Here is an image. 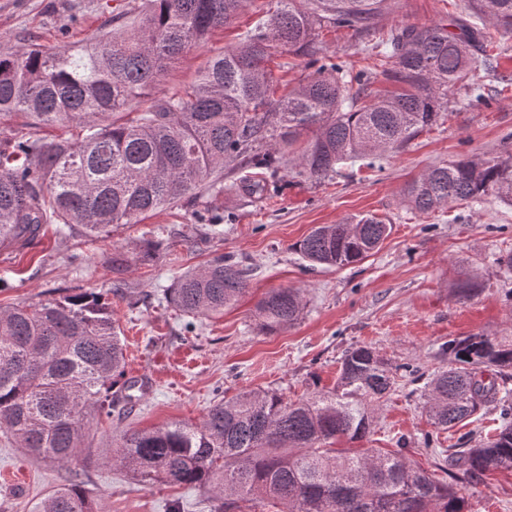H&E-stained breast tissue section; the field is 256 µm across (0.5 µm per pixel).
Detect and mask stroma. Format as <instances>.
Returning a JSON list of instances; mask_svg holds the SVG:
<instances>
[{
    "mask_svg": "<svg viewBox=\"0 0 512 512\" xmlns=\"http://www.w3.org/2000/svg\"><path fill=\"white\" fill-rule=\"evenodd\" d=\"M140 0H0V49L21 38L44 47L77 46L115 29L114 8ZM268 0H252L206 44L185 49L152 91L159 98L190 83L210 52L234 45L257 21ZM468 0H390L374 20L373 36L400 24H452L466 16ZM330 55L353 69L369 66L365 37L346 28L323 31ZM498 73L478 71L489 101L459 104L430 129L386 153L381 168H349L346 176L314 183L287 176L267 199L253 201L240 187L246 169L224 171V192L199 193L138 224L114 227L106 238L60 235L43 225L28 245L0 251V309L37 303L81 290L102 294L125 345L127 378L148 389L129 418L95 419L84 448L60 466L31 457L0 438V512H29L49 492L79 476L99 512H210L187 486L141 484L104 463L129 430L175 421L200 422L214 401L241 391L269 389L296 399L335 386L343 351L368 344L393 365L432 373L451 361L441 347L460 336L512 341V205L495 198L473 206L448 204L427 215L403 202L406 185L431 166L477 155L512 151V33H496ZM224 218L221 233L208 218ZM372 214L390 224L379 251L343 268L312 267L293 246L316 226ZM125 254L129 267L116 274L106 258ZM232 257L249 271V290L224 312L189 317L167 299L186 269L213 257ZM274 288H298L299 320L277 333L261 330L257 302ZM422 382L398 379L376 414L374 430L360 447L389 450L405 442L413 464L438 475L444 451L487 440L501 425L488 405L451 430L434 432L421 396ZM437 433L435 450L423 438ZM468 512H512V472H489L459 485Z\"/></svg>",
    "mask_w": 512,
    "mask_h": 512,
    "instance_id": "35a3bbf8",
    "label": "stroma"
}]
</instances>
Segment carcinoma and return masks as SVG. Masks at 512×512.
Returning a JSON list of instances; mask_svg holds the SVG:
<instances>
[{"instance_id": "1", "label": "carcinoma", "mask_w": 512, "mask_h": 512, "mask_svg": "<svg viewBox=\"0 0 512 512\" xmlns=\"http://www.w3.org/2000/svg\"><path fill=\"white\" fill-rule=\"evenodd\" d=\"M251 0H146L128 8L117 32L70 48L36 44L0 51V119L26 116L34 128L66 126L71 137H0V250L31 241L45 224L87 237L146 217L204 187L224 192V169L250 167L259 177L240 189L258 199L280 173L330 178L337 166L402 147L436 124L450 94L468 90L470 75L496 71L492 31L512 32V0H470V18L454 29L404 24L367 45L371 68L334 62L319 30L368 35L385 0H277L276 9L209 56L195 81L143 111L135 104L191 44L230 24ZM285 53L309 72L277 94L266 64ZM397 86L375 92L378 77ZM494 195L512 204V153L435 165L403 192L414 212ZM390 225L362 215L315 227L294 245L313 266L346 267L379 250ZM248 290V275L219 255L177 277L173 305L189 316L217 313ZM297 288L269 291L256 306L264 330L299 318ZM447 367L424 391L432 424L442 430L488 404L500 408L499 431L459 448L441 470L450 481L413 465L406 448L356 452L333 447L373 431V413L393 391V368L370 345L341 359L336 387L291 401L276 391L221 398L199 423L175 422L126 432L112 463L139 483L189 486L210 512L271 506L276 512H466L455 482H478L490 470L512 471V342L487 336L448 341ZM126 357L111 308L94 292L0 310V432L37 457L63 465L80 450L93 413L112 417L133 405ZM31 512H97L76 484L52 490Z\"/></svg>"}]
</instances>
